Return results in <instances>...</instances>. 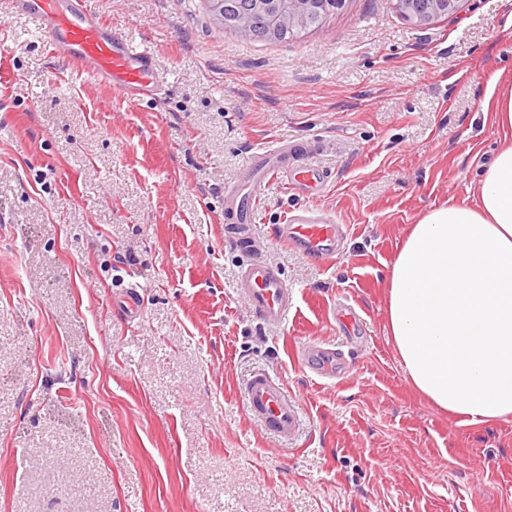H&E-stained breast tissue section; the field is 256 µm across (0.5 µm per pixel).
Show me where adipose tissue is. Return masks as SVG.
<instances>
[{"mask_svg":"<svg viewBox=\"0 0 512 512\" xmlns=\"http://www.w3.org/2000/svg\"><path fill=\"white\" fill-rule=\"evenodd\" d=\"M476 203L414 224L389 266L387 330L411 384L463 424L512 417V89Z\"/></svg>","mask_w":512,"mask_h":512,"instance_id":"obj_1","label":"adipose tissue"}]
</instances>
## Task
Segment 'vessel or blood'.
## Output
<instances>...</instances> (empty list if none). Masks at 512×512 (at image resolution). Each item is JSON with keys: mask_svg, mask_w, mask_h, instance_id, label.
<instances>
[{"mask_svg": "<svg viewBox=\"0 0 512 512\" xmlns=\"http://www.w3.org/2000/svg\"><path fill=\"white\" fill-rule=\"evenodd\" d=\"M16 7L45 26L55 54L72 60L98 85L120 92L133 104L158 91L160 81L152 52L92 20L86 0H18ZM251 169L252 185L234 190L226 210L233 222L227 241L239 250L244 249L252 232L258 183L277 176L291 189L311 191L323 182L322 173L305 164L302 154H289L284 143L255 153ZM340 236V225L310 209L299 210L289 223L278 228L279 239L309 256H335ZM236 292L250 311L268 325H282L295 301L294 291L278 268L262 258L251 259L242 266ZM295 360L323 379L339 378L348 370L339 353L318 342L297 349ZM245 397L248 415L261 428L284 440L295 437L300 408L297 400L288 395L283 381L263 372L255 373L246 384Z\"/></svg>", "mask_w": 512, "mask_h": 512, "instance_id": "b4317fda", "label": "vessel or blood"}]
</instances>
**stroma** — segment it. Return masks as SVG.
Masks as SVG:
<instances>
[{
    "instance_id": "stroma-1",
    "label": "stroma",
    "mask_w": 512,
    "mask_h": 512,
    "mask_svg": "<svg viewBox=\"0 0 512 512\" xmlns=\"http://www.w3.org/2000/svg\"><path fill=\"white\" fill-rule=\"evenodd\" d=\"M87 2L151 48L164 92L126 105L0 0V512H512V419L463 425L411 386L385 280L429 208L474 201L500 145L481 104L512 85V0L427 27L347 0L282 42L225 30L207 0ZM276 141L326 175L300 196L270 178L255 211L252 243L296 295L280 328L237 295L224 220ZM301 206L344 225L335 258L274 242ZM312 340L349 373L300 367ZM259 370L300 401L295 438L249 418Z\"/></svg>"
}]
</instances>
